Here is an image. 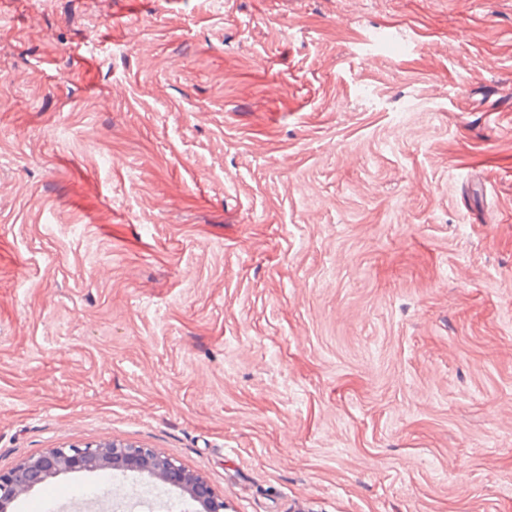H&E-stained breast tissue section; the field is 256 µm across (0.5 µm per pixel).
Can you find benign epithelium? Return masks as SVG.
<instances>
[{"label": "benign epithelium", "instance_id": "obj_1", "mask_svg": "<svg viewBox=\"0 0 512 512\" xmlns=\"http://www.w3.org/2000/svg\"><path fill=\"white\" fill-rule=\"evenodd\" d=\"M146 472L149 476L171 483L182 496L200 506L198 512H224V498L216 495L199 475L177 465L147 445L138 448H117L110 444L84 448H52L49 451L22 460L14 468L0 471V512H9L12 504L44 484L68 472Z\"/></svg>", "mask_w": 512, "mask_h": 512}]
</instances>
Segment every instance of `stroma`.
<instances>
[{
    "mask_svg": "<svg viewBox=\"0 0 512 512\" xmlns=\"http://www.w3.org/2000/svg\"><path fill=\"white\" fill-rule=\"evenodd\" d=\"M112 436L229 512H512V0H0V471Z\"/></svg>",
    "mask_w": 512,
    "mask_h": 512,
    "instance_id": "1",
    "label": "stroma"
}]
</instances>
